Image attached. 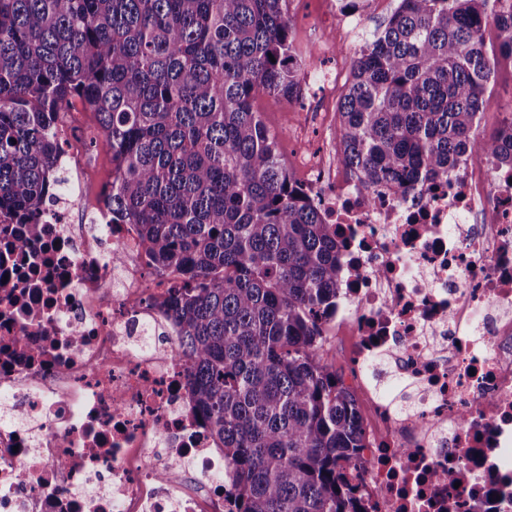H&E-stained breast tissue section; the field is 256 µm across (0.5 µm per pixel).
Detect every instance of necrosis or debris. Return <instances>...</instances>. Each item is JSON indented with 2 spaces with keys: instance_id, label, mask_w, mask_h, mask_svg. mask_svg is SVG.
<instances>
[{
  "instance_id": "4bbe7bcc",
  "label": "necrosis or debris",
  "mask_w": 512,
  "mask_h": 512,
  "mask_svg": "<svg viewBox=\"0 0 512 512\" xmlns=\"http://www.w3.org/2000/svg\"><path fill=\"white\" fill-rule=\"evenodd\" d=\"M66 194L27 252L0 234V512H223L224 452L186 395V364L139 228ZM304 185L346 244L329 328L346 337L365 406L368 512H512V174L476 161L407 191L335 181L315 157ZM406 384L397 410L367 368ZM180 469L190 494L164 481Z\"/></svg>"
}]
</instances>
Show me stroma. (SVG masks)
I'll return each mask as SVG.
<instances>
[{"mask_svg": "<svg viewBox=\"0 0 512 512\" xmlns=\"http://www.w3.org/2000/svg\"><path fill=\"white\" fill-rule=\"evenodd\" d=\"M398 5V0H371L362 14L361 25L343 28L315 23L321 0H291L293 32L297 43L307 50L306 65L301 73L303 96L288 103L277 95L262 94L254 101L265 124L276 133L281 153L296 178L304 173L299 158L320 154L336 159L339 149L337 104L346 83L356 52L369 33L384 25ZM333 72L339 84L329 87L324 73ZM490 99L481 120L482 136H491L503 119V107L512 102V61L500 60L489 86ZM82 196L71 213L73 223H84L102 205L104 192L112 181V156L105 147L87 150L85 168L80 173Z\"/></svg>", "mask_w": 512, "mask_h": 512, "instance_id": "1", "label": "stroma"}]
</instances>
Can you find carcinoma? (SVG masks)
Segmentation results:
<instances>
[{
    "mask_svg": "<svg viewBox=\"0 0 512 512\" xmlns=\"http://www.w3.org/2000/svg\"><path fill=\"white\" fill-rule=\"evenodd\" d=\"M290 0H0V224L40 235L79 98L112 154L114 224H137L179 328L193 409L224 449L225 512H363L358 405L325 355L336 225L253 102L302 97ZM496 30L497 53L485 31ZM512 0H399L338 102V162L404 190L476 153L512 171V106L477 141Z\"/></svg>",
    "mask_w": 512,
    "mask_h": 512,
    "instance_id": "cac0c4a2",
    "label": "carcinoma"
}]
</instances>
